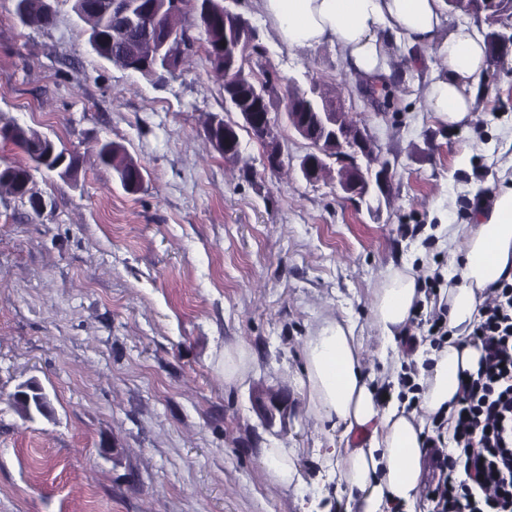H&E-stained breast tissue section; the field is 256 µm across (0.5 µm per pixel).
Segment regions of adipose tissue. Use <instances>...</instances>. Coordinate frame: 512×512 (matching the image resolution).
<instances>
[{"instance_id":"ef3b65f1","label":"adipose tissue","mask_w":512,"mask_h":512,"mask_svg":"<svg viewBox=\"0 0 512 512\" xmlns=\"http://www.w3.org/2000/svg\"><path fill=\"white\" fill-rule=\"evenodd\" d=\"M289 47L339 45L356 74L379 84L393 78L390 60L402 43L435 48L440 59L429 85L436 117L453 127L472 120L479 83L489 68L488 46L476 26H449L446 0H260ZM452 234L458 243L451 263L460 277L444 293L454 344L432 352L421 370L426 414H451L460 396L462 371L477 372L480 349L468 343L482 292L512 281V186L494 194L470 223ZM411 267L389 270L370 302L382 341L406 335L416 303L424 301ZM362 337L340 322L324 326L304 344L308 407L352 443L336 456L338 480L347 493L346 512H390L414 501L426 484L424 427L415 412L384 393L386 372L367 367Z\"/></svg>"}]
</instances>
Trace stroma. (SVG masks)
Here are the masks:
<instances>
[{
	"instance_id": "35a3bbf8",
	"label": "stroma",
	"mask_w": 512,
	"mask_h": 512,
	"mask_svg": "<svg viewBox=\"0 0 512 512\" xmlns=\"http://www.w3.org/2000/svg\"><path fill=\"white\" fill-rule=\"evenodd\" d=\"M52 6L38 30L0 0V119L80 156L75 179L36 174L41 211L0 186V512H343L325 451L345 442L308 412L304 343L337 320L375 368L422 361L384 346L373 290L391 266L454 274L449 225L512 177V60L482 78L468 127L451 128L427 102L432 50L397 49L382 106L339 46L290 48L254 0H234L264 46L249 68L278 78L285 164L268 171L247 131L234 160L210 142L213 116H239L204 54L160 83L99 59L72 0ZM312 78L395 172L378 212L336 176L300 172L309 145L284 118L285 83ZM100 140L140 165L141 190L99 162ZM241 345L251 361L230 384L224 353ZM32 381L52 411L27 420L12 396ZM262 388L288 393L286 426L262 424ZM268 448L293 458L298 484H274Z\"/></svg>"
}]
</instances>
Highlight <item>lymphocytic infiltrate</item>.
Instances as JSON below:
<instances>
[{"label":"lymphocytic infiltrate","mask_w":512,"mask_h":512,"mask_svg":"<svg viewBox=\"0 0 512 512\" xmlns=\"http://www.w3.org/2000/svg\"><path fill=\"white\" fill-rule=\"evenodd\" d=\"M478 308L469 335L481 349L476 373L466 374L454 419L435 415L440 431L452 429L460 456H436L437 482L427 492L434 512H512V283L500 281ZM467 477L458 480L456 468Z\"/></svg>","instance_id":"lymphocytic-infiltrate-1"}]
</instances>
